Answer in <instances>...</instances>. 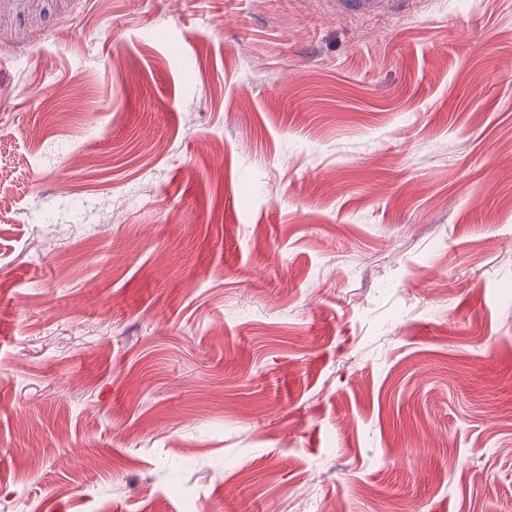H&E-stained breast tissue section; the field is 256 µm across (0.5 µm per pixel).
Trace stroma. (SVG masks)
Returning <instances> with one entry per match:
<instances>
[{
  "instance_id": "obj_1",
  "label": "stroma",
  "mask_w": 512,
  "mask_h": 512,
  "mask_svg": "<svg viewBox=\"0 0 512 512\" xmlns=\"http://www.w3.org/2000/svg\"><path fill=\"white\" fill-rule=\"evenodd\" d=\"M512 512V0H0V512ZM336 4V11L352 14L376 13L390 10L398 3H408L409 0H329Z\"/></svg>"
}]
</instances>
